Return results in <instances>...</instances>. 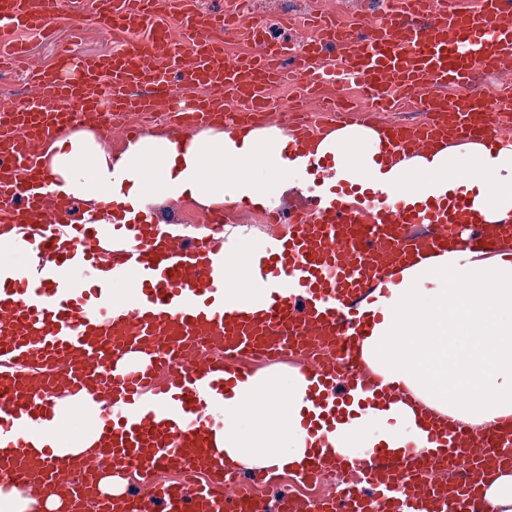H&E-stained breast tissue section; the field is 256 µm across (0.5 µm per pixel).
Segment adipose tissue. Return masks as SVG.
<instances>
[{
  "mask_svg": "<svg viewBox=\"0 0 512 512\" xmlns=\"http://www.w3.org/2000/svg\"><path fill=\"white\" fill-rule=\"evenodd\" d=\"M287 140L278 130L255 128L239 136L211 128L186 136L177 151L168 134L153 132L115 155L83 129L58 137L40 158L56 177L49 192L59 221L72 217L77 202L83 220L107 224L111 216L100 207L107 196L144 215L159 198H191L206 208L247 199L264 207L277 170L300 171L344 141L378 151L382 133L360 126L331 130L294 160L283 155ZM402 167L424 175L437 196L463 182L474 193V221L494 224L512 217V145L493 153L477 145H447ZM491 181L497 188L488 195L484 187ZM388 289L377 301L382 322L360 343L373 372L402 384L453 424L476 428L512 416V255L488 257L452 246L413 267L395 268ZM309 396L308 381L296 372L239 383L234 402L224 408L225 464L258 460L281 471L298 470L316 443L300 424ZM423 424L402 404H378L363 417L358 443L423 445Z\"/></svg>",
  "mask_w": 512,
  "mask_h": 512,
  "instance_id": "adipose-tissue-1",
  "label": "adipose tissue"
}]
</instances>
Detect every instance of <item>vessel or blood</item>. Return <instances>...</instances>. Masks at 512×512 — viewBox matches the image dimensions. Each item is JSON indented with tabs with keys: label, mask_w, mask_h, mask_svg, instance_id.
Here are the masks:
<instances>
[{
	"label": "vessel or blood",
	"mask_w": 512,
	"mask_h": 512,
	"mask_svg": "<svg viewBox=\"0 0 512 512\" xmlns=\"http://www.w3.org/2000/svg\"><path fill=\"white\" fill-rule=\"evenodd\" d=\"M179 14L183 43L158 22ZM93 22L123 41L118 54L80 56L60 50L52 66L26 79L36 90L19 104L0 103V230L13 231L18 264H0V486H37L38 499L60 498L76 512L97 496L100 512H267L240 485V471L221 463L213 433L217 415L248 373L243 355H291L327 346L325 362H299L317 398L302 421L334 431L371 402L405 400L404 388L374 374L359 354L382 315L371 304L396 265L466 237L490 255L512 254V224L465 223L472 206L464 189L432 200L397 189L385 156H427L440 137L499 144L497 124L512 116V0H382L348 22L313 13L309 40L269 44L260 55L232 54L225 42L240 29L265 40L262 24L244 26L236 6L200 15L184 0H98L94 14L77 0H0V22L56 38L62 21ZM291 59L306 94L335 97L354 86L366 103L367 127L382 129L386 152L372 164L347 163L332 179L331 158L312 167L317 191L300 196L270 223H286L258 265L260 315L229 317L215 284L239 285V268L224 263L223 212L206 232L171 235L166 225L57 223L47 204L52 172L36 145L60 130L93 122L105 139L126 118V139L140 121L166 115L181 132L217 121L244 127L247 114L269 120L268 90ZM499 80L487 94L479 75ZM408 108L416 123H380ZM222 349L199 360V342ZM431 444L398 450L338 448L325 437L299 474L324 467L360 475L310 512H472L500 469H512V417L474 433L432 423ZM99 434L97 453L112 474L179 465L207 470L194 489L156 483L147 489L101 488V473L71 451ZM48 446L29 452L31 441ZM460 469L455 483L441 480Z\"/></svg>",
	"instance_id": "vessel-or-blood-1"
}]
</instances>
